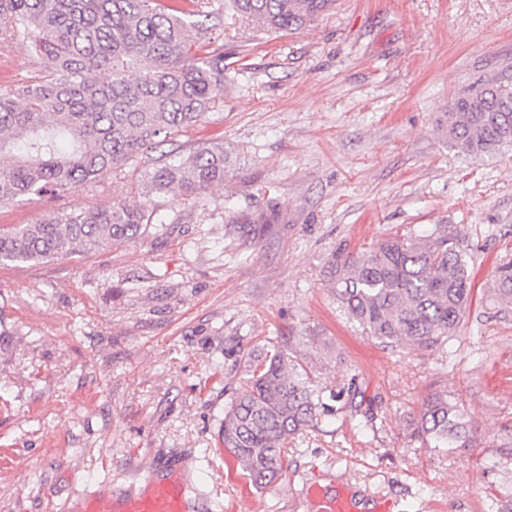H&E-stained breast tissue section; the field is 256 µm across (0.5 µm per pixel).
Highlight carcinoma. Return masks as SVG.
<instances>
[{"mask_svg": "<svg viewBox=\"0 0 512 512\" xmlns=\"http://www.w3.org/2000/svg\"><path fill=\"white\" fill-rule=\"evenodd\" d=\"M334 0H0V46L31 38L38 73L0 89V203L67 194L137 163L158 138L173 141L208 118L224 96V54L196 53L193 18L226 13L272 33L300 30ZM445 136L467 155L512 148V82L484 79L452 99ZM224 143H202L146 168V196L177 188L197 196L224 183ZM143 205L56 212L0 227V265L31 263L136 242L151 223ZM469 245L440 225L395 234L356 254L334 255L331 275L344 314L392 347H432L455 336L471 303ZM495 292L512 303V263ZM245 383L224 409V448L259 487L284 469L288 438L336 415L349 391L319 384L304 359L271 343L244 355ZM412 436L466 448L468 417L435 393Z\"/></svg>", "mask_w": 512, "mask_h": 512, "instance_id": "1", "label": "carcinoma"}]
</instances>
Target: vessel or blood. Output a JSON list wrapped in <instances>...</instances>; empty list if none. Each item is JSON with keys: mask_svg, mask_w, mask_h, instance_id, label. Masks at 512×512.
I'll list each match as a JSON object with an SVG mask.
<instances>
[{"mask_svg": "<svg viewBox=\"0 0 512 512\" xmlns=\"http://www.w3.org/2000/svg\"><path fill=\"white\" fill-rule=\"evenodd\" d=\"M305 497L314 512H360L361 499L350 489L332 493L314 482L306 488ZM192 508L178 470L164 460L155 462L138 485L121 490L98 487L70 504V512H191Z\"/></svg>", "mask_w": 512, "mask_h": 512, "instance_id": "vessel-or-blood-1", "label": "vessel or blood"}]
</instances>
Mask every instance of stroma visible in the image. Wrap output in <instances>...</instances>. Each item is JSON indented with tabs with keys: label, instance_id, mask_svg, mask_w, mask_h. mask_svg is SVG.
Instances as JSON below:
<instances>
[{
	"label": "stroma",
	"instance_id": "35a3bbf8",
	"mask_svg": "<svg viewBox=\"0 0 512 512\" xmlns=\"http://www.w3.org/2000/svg\"><path fill=\"white\" fill-rule=\"evenodd\" d=\"M223 29L199 43L224 55V97L180 140L223 142V185L148 200L127 168L0 204V225L153 211L139 241L0 265V512H65L165 456L216 512H305L311 481L395 512H512V304L491 293L512 262V151L465 156L441 131L458 93L512 80V0H336L290 34L238 16ZM441 224L470 245L466 317L432 348L384 347L338 308L332 257ZM271 341L352 400L290 441L259 489L219 428L243 382L234 353ZM440 390L470 419V447L412 437Z\"/></svg>",
	"mask_w": 512,
	"mask_h": 512
}]
</instances>
